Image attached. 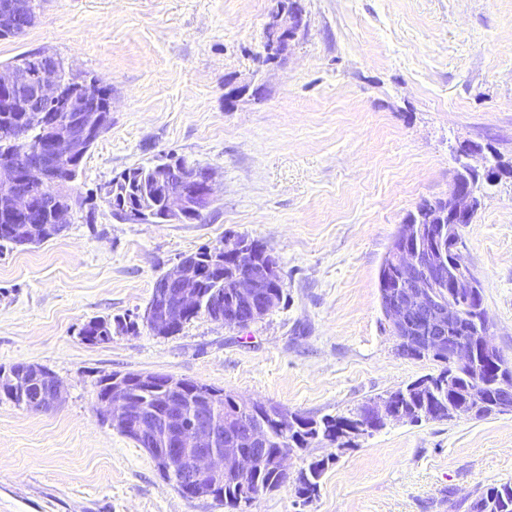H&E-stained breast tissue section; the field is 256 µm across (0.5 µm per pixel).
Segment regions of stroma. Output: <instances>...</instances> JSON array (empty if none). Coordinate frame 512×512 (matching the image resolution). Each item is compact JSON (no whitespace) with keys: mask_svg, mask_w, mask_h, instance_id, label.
Listing matches in <instances>:
<instances>
[{"mask_svg":"<svg viewBox=\"0 0 512 512\" xmlns=\"http://www.w3.org/2000/svg\"><path fill=\"white\" fill-rule=\"evenodd\" d=\"M306 29L263 67L276 0H46L0 40V65L46 50L112 87V124L85 155L67 229L0 255V368L46 366L64 399L36 412L0 398V512H225L183 496L148 453L95 415L98 380L158 372L320 418L438 374L404 356L379 270L400 224L447 198L455 151L512 166V0H301ZM258 85L234 105L226 81ZM172 155L217 172L204 222L130 223L100 190ZM279 260L284 300L244 328L199 316L99 345L93 317H143L156 280L229 236ZM493 339L512 362V176L462 230ZM327 458L319 492L294 481ZM289 483L250 512H467L512 482V412L392 423L339 450L294 452Z\"/></svg>","mask_w":512,"mask_h":512,"instance_id":"obj_1","label":"stroma"}]
</instances>
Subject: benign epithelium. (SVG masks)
<instances>
[{
    "instance_id": "1",
    "label": "benign epithelium",
    "mask_w": 512,
    "mask_h": 512,
    "mask_svg": "<svg viewBox=\"0 0 512 512\" xmlns=\"http://www.w3.org/2000/svg\"><path fill=\"white\" fill-rule=\"evenodd\" d=\"M28 9L26 0H8L0 6V20L7 23L18 12ZM304 10L300 0L284 3L277 0L266 27L278 31L279 38L264 42L266 64L284 59L303 30ZM62 84L54 76V60H42L41 75L32 79L25 67L0 69V96L3 106L16 107L27 113L30 126H38L47 135L46 147L39 151V159L18 169L11 163L0 165V188L7 191V211L15 215L28 214L34 209V199L25 191L27 184L50 180L63 161L80 160L94 139L97 128L107 114L93 112L80 124L58 125L53 108L61 98ZM171 172L197 185V208L201 211L212 206L216 184V171L209 167L202 174L190 171L176 158L167 162ZM475 187L464 176H455L448 198L440 201V221L437 224H419L406 221L392 242L388 254V270L394 282L383 289L382 309L393 333L399 339L403 355H428L447 348L448 365L471 368L475 365V352L456 343L445 344L450 330L469 311L474 322V335L480 339L485 355L497 361L501 369L512 373V365L502 357L493 342V323L484 308L483 297L470 267L461 261L448 262L445 247L455 242L462 228L472 223L475 209ZM166 218L182 219L190 211V203L183 192L170 190L164 198ZM224 264L237 267L238 301L255 312L270 309L276 299L270 289L278 284V261L267 247L250 240L224 239ZM203 269L191 256H184L156 282L161 300L158 307L146 310L151 332L164 336L197 309L195 284L202 279ZM456 288L466 295L465 305L447 296V289ZM159 376L157 372H127L112 375L107 393L96 399L97 417L108 422L119 433L132 439L146 437L161 440L160 447L149 448L158 471L166 476L180 473V489L194 498H208L219 480L226 474L237 476V503L249 505L254 492L244 479L252 464H264L288 477L289 453H268L267 424L254 425L244 419L257 401L238 400L237 418L220 425L207 411L200 410L192 422L174 410L164 418H157L142 403L132 400L131 387L135 383L149 384ZM187 379L166 375L162 391L170 398L182 393ZM64 385L58 378L49 382L48 395L37 398L35 406L50 410L63 400ZM408 417L388 409L382 398L361 410L357 428L351 437L375 432V425L384 428L390 422H403ZM244 448L253 452L246 455Z\"/></svg>"
}]
</instances>
